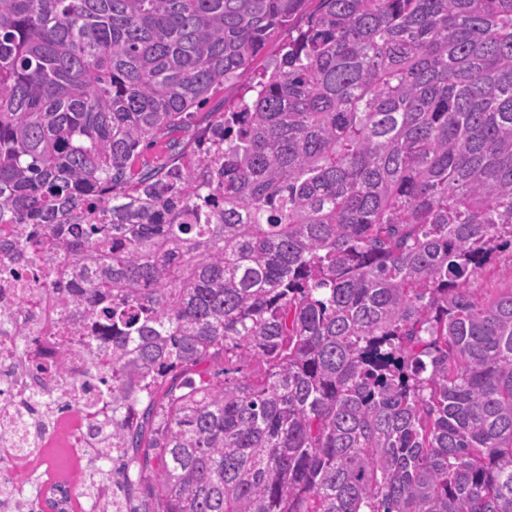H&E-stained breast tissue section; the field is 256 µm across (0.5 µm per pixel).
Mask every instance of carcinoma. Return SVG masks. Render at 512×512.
Here are the masks:
<instances>
[{
  "instance_id": "carcinoma-1",
  "label": "carcinoma",
  "mask_w": 512,
  "mask_h": 512,
  "mask_svg": "<svg viewBox=\"0 0 512 512\" xmlns=\"http://www.w3.org/2000/svg\"><path fill=\"white\" fill-rule=\"evenodd\" d=\"M506 250L512 0H0V259L108 342L110 512H512ZM238 86L230 89L228 88L226 90L222 88L217 90L211 96L209 101H207L202 108L196 111L198 113L195 114L188 128L159 139L157 143L154 144V146L144 150L137 157H135L133 161L134 170H141L147 166H154L162 159H164L167 155L166 143L170 139L186 140L189 138H194L195 135H197L208 122V120H205L207 115L206 112L224 111V97H227V100L225 101L226 107L238 99V95H240L243 91L238 89ZM511 283V254L505 251L482 273L474 288H479L478 294L481 295L488 291L497 292L504 290L503 288H510Z\"/></svg>"
}]
</instances>
